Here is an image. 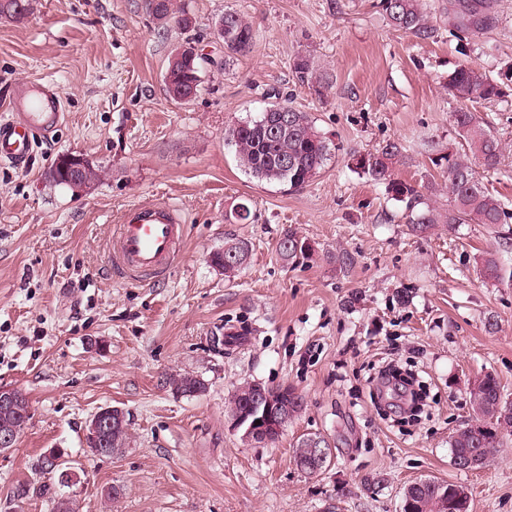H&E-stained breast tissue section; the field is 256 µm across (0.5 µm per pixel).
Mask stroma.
Returning a JSON list of instances; mask_svg holds the SVG:
<instances>
[{
	"label": "stroma",
	"mask_w": 512,
	"mask_h": 512,
	"mask_svg": "<svg viewBox=\"0 0 512 512\" xmlns=\"http://www.w3.org/2000/svg\"><path fill=\"white\" fill-rule=\"evenodd\" d=\"M188 3L212 63L186 105L164 88L181 35L158 29L144 0H32L23 22L0 18V117L24 81L54 84L65 111L57 132L36 137L28 168L0 163V384L21 389L31 408L0 453V512H50L51 495L13 497L50 448L79 473L51 493L76 512H322L330 502L337 512H402L407 487L430 478L467 486L471 512H512V435L476 470L457 469L449 446L473 417L477 377L496 375L512 399V285L480 274L498 241L480 224L413 232L404 203L351 163L398 142V178L447 210L446 175L431 159L460 143L448 75L462 64L512 74V0H494V27L468 40L448 0H423L427 38L389 26L378 0ZM227 11L252 28L247 54L214 36ZM300 54L326 78L324 95L293 77ZM278 102L332 143L321 173L296 190L253 177L225 136ZM468 109L504 146L499 169L479 176L512 208V84ZM64 153L98 166L90 189L49 181ZM159 200L186 222L178 260L155 283L111 276L115 218ZM289 228L312 244L309 258H280ZM228 239L250 246L232 278L209 261ZM384 360L419 374L423 413L398 412L393 391L372 397L368 379ZM186 372L205 393L172 394L168 377ZM247 382L288 384L305 400L274 443L245 441L228 423L229 398ZM104 406L124 411L130 433L109 457L84 440ZM313 435L332 460L310 475L295 451ZM113 486L122 494L111 501Z\"/></svg>",
	"instance_id": "35a3bbf8"
}]
</instances>
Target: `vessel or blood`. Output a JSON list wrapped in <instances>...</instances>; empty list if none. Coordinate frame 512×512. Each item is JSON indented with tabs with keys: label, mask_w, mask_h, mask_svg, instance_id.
Wrapping results in <instances>:
<instances>
[{
	"label": "vessel or blood",
	"mask_w": 512,
	"mask_h": 512,
	"mask_svg": "<svg viewBox=\"0 0 512 512\" xmlns=\"http://www.w3.org/2000/svg\"><path fill=\"white\" fill-rule=\"evenodd\" d=\"M9 119L0 121V162L27 168L36 135L50 136L64 118L62 94L53 85L30 82L7 103ZM182 216L173 206L157 202L121 215L112 229V266L132 279L165 276L183 243Z\"/></svg>",
	"instance_id": "b4317fda"
}]
</instances>
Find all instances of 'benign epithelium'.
Listing matches in <instances>:
<instances>
[{
	"label": "benign epithelium",
	"instance_id": "obj_1",
	"mask_svg": "<svg viewBox=\"0 0 512 512\" xmlns=\"http://www.w3.org/2000/svg\"><path fill=\"white\" fill-rule=\"evenodd\" d=\"M64 180L74 188H85L90 184V172L94 170L91 161L81 155L63 154L56 161ZM20 390L13 386L0 385V411L13 409ZM298 401V392L288 386L279 385L274 388L259 383L251 384L247 399L241 406L229 413L232 429L242 433L245 440L269 443L279 439L288 422L295 418L292 411L293 403ZM125 414L115 406H105L96 411L85 427V439L99 449V456H111L115 453L108 435L111 431L125 425ZM307 449L305 456L296 459L297 464H305L318 473L325 468L331 456V449Z\"/></svg>",
	"mask_w": 512,
	"mask_h": 512
}]
</instances>
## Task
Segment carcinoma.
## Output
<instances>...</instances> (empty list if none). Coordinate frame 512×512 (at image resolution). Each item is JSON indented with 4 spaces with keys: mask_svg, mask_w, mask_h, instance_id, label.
Here are the masks:
<instances>
[{
    "mask_svg": "<svg viewBox=\"0 0 512 512\" xmlns=\"http://www.w3.org/2000/svg\"><path fill=\"white\" fill-rule=\"evenodd\" d=\"M456 28L466 34L477 36L492 26L491 0H456L454 3ZM379 8L391 27L416 36H427V25L422 0H379ZM30 11L28 0H0V16L19 21ZM182 16L177 26L182 31L190 30L195 21L188 5H176L173 0H165L161 7L150 12L153 21L163 30L170 28L176 15ZM224 16L232 20L236 37L224 43L230 54L250 52L253 32L245 19L236 12H226ZM192 44V39L184 38L168 61L164 84L186 85L196 82V91L202 89L201 72L206 58L201 55L188 56L184 48ZM293 73L297 80L315 91H320L326 78L317 72L311 57L302 54L293 61ZM448 90L462 103L492 102L504 96L505 86L493 79L485 70L471 65H461L448 75ZM286 113L291 118L288 133L275 132L279 117ZM453 126L457 136L464 142L467 153L460 154L448 150L431 159L436 167H441L448 179V213L442 214L430 207L423 196L410 182L395 177L396 164L401 155L400 145L388 142L374 153L361 154L353 158L354 168L375 182L386 186L392 199L403 202L408 209V223L414 230L423 232L432 224H482L494 231L512 219L505 203L491 193L476 175L472 160L487 171H495L501 163L502 145L496 135L483 125L475 113L460 108L453 113ZM227 139L233 143L240 164L261 179L276 182L291 189H298L315 178L325 167L331 155L328 139L314 126L310 117L286 104H274L259 113L257 118L245 121L230 128ZM288 156L291 166L283 168L281 157ZM501 248L482 259L481 271L485 278L500 282L512 281V237L500 235ZM278 250L284 260L295 263L305 259L311 247L295 231H285L278 243ZM249 246L246 242H224V256L235 259L234 270L224 271L231 277L246 263ZM472 405L475 420L456 431L450 440L451 458L464 461L474 455L484 460L493 457L500 447L501 436L486 438L479 428L499 423L504 414L512 413V401L505 399L498 379L486 374L477 380L472 389ZM448 506L436 500L432 485L410 487L408 496L412 500L414 512H434L440 508L444 512H469L470 501L457 499L455 484H446ZM46 484L22 483L15 487L13 497L22 501L34 495L48 493Z\"/></svg>",
    "mask_w": 512,
    "mask_h": 512,
    "instance_id": "cac0c4a2",
    "label": "carcinoma"
}]
</instances>
